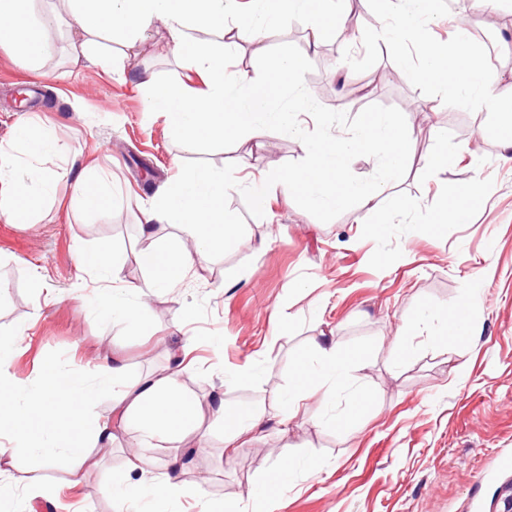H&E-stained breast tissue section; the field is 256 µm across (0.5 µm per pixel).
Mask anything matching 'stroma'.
<instances>
[{
  "label": "stroma",
  "instance_id": "1",
  "mask_svg": "<svg viewBox=\"0 0 512 512\" xmlns=\"http://www.w3.org/2000/svg\"><path fill=\"white\" fill-rule=\"evenodd\" d=\"M309 19L266 31L268 57L241 47L224 65L263 75L281 50L304 57L299 87L289 89L278 110L295 112L300 137L273 134L269 149L244 139L187 144L147 112L155 87L186 82L189 61L173 55L163 31H153L136 54L113 44L114 70L106 74L81 62L71 66L69 26L51 33L56 52L45 70L56 80L31 89L30 72L0 47V144L10 143L24 119L38 114L69 145L67 160L51 162L54 192L40 203L33 223L0 221V354L10 358L19 387H31L44 364L71 369L95 388L94 415L106 414L110 390L99 388L103 356L121 359L129 379L183 360L182 390L222 396L226 406L266 410L264 434L224 453L219 430L201 447L182 449L178 500L155 497L152 512H198L197 487L228 500L235 512H501L500 490L512 482V149L478 137L487 116L423 96L389 55L362 73L334 76L328 54L343 51L336 35L311 45ZM321 105L304 110V93ZM393 114L415 142L408 173L396 187L397 203L384 235L372 215L326 209L289 191L273 174L305 165L299 138L319 139L351 130L370 114ZM446 141H438L433 126ZM470 151H461V144ZM444 152L448 166L427 167ZM185 169H232L224 205L241 228L239 244L217 251L181 287L148 297L146 322L101 310L98 275L78 264L80 253L131 252L162 241L181 242L182 231L145 223L143 212L173 176ZM112 178L114 201L96 212L70 196L87 163ZM264 172L258 186L244 175ZM488 186L473 202L465 223L427 225L430 208L452 201L474 175ZM263 193L265 211L253 203ZM260 251H253V244ZM304 282L297 291L293 282ZM476 288L471 317L475 336L446 346L442 332L452 306ZM426 317L414 331L407 323ZM333 339L363 359L349 370L334 402L306 400L288 428L275 418L279 396L294 386L301 363H314L313 340ZM410 341V358L396 346ZM372 402L358 407V390ZM345 425H337L341 416ZM139 446L147 470L163 474L173 450L140 443L136 431L117 434L96 449L84 477L46 466L43 455L17 446L0 484L11 489L5 512H126L120 496L103 486L126 474L131 446ZM297 466L285 490L271 489L281 456ZM38 471L56 490L52 503L30 499L25 479Z\"/></svg>",
  "mask_w": 512,
  "mask_h": 512
}]
</instances>
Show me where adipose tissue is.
I'll use <instances>...</instances> for the list:
<instances>
[{"instance_id": "ef3b65f1", "label": "adipose tissue", "mask_w": 512, "mask_h": 512, "mask_svg": "<svg viewBox=\"0 0 512 512\" xmlns=\"http://www.w3.org/2000/svg\"><path fill=\"white\" fill-rule=\"evenodd\" d=\"M259 14H242L238 0H54L40 20H30L25 0H0V47L11 49L17 63L41 72L55 45L48 32L60 19H68L73 61L90 60L103 72L112 69L111 54L97 52L100 35L121 41L135 50L149 32L163 28L172 52L191 62L194 80L174 87L155 88L148 101L150 112L166 118L170 126L193 142L245 138L267 148L273 132L295 134L296 115L273 109L277 97L300 75L304 62L281 52L275 66L260 78L242 71H229L224 60L238 44L250 46L256 56L268 51L264 33L287 24L291 15L311 17L308 39L318 44L333 29L344 28L345 0H258ZM235 16L226 26L227 16ZM21 146L11 148V161L0 166V220L9 224L29 223L38 202L52 195V177L46 163L67 157L68 148L53 129L39 118L27 117L20 132ZM299 147L307 157L303 167L278 171L290 189L325 208H355L374 214L376 234H383L391 215L394 185L402 177L411 151L404 123L393 116L368 117L352 131L319 140L303 139ZM367 155L384 163L382 176L362 182L350 181L351 158ZM228 176L224 171L197 168L179 171L163 188L147 219L183 227L187 243L155 247L151 257L143 253L97 252L81 255L82 264L107 272L127 261L148 264L150 277L140 284H116L104 289V306L118 309L127 320L139 322L149 313L146 298L151 289L180 286L189 274L208 263L211 254L235 240L236 226L224 208ZM318 364L301 366L296 373L295 393L281 402V425L295 419L299 399L335 398L347 367L358 361L356 352L342 343L316 344ZM182 366L161 375L128 381L119 359L99 365L101 384L112 391V412L88 422L94 404L91 390L80 386L75 375L44 365L36 391L19 401L0 359V438L42 445L48 463L71 469L72 478L82 472L74 459L87 443L105 446L114 439L119 424L137 422L143 438H163L173 447H183L198 428L202 406H209V421L224 434V449L232 451L239 441L261 433L263 415L252 409H232L223 400L203 403L197 396L178 390Z\"/></svg>"}]
</instances>
